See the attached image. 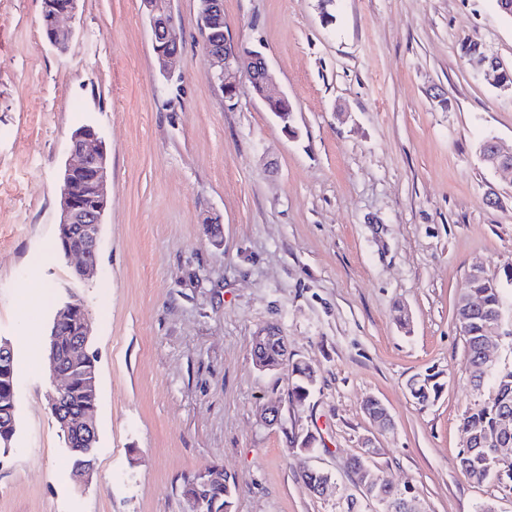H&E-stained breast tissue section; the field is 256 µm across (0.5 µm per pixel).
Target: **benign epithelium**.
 Masks as SVG:
<instances>
[{
	"mask_svg": "<svg viewBox=\"0 0 512 512\" xmlns=\"http://www.w3.org/2000/svg\"><path fill=\"white\" fill-rule=\"evenodd\" d=\"M142 9L147 15L151 33L153 52L160 71L171 75V64L178 52V26L172 8V0H141ZM78 11V0H42V16L45 21L46 41L53 47L63 50L74 36L71 28L63 27L60 22L72 18ZM198 24L204 36L205 49L219 66L214 80L219 84L225 98L235 99L238 92L236 75L244 73L256 95L262 100L268 112L288 129L293 121V107L288 96L275 90V78L265 55L254 49H242L224 38L222 42L214 41L217 33L223 30V0H199ZM471 68L504 92L512 93V84L505 79L509 69L505 68L497 57L485 54L468 60ZM487 151L484 163L502 172L512 171V152L504 151L494 139L485 140ZM71 160L66 165L60 185L59 220L57 222V241L64 257L73 261V276L80 280L87 279L97 266L98 235L106 209V185L109 169L105 149L96 129L84 125L71 135L69 142ZM69 313L81 316L77 331L69 332V349L88 343L91 336L89 313L77 297L70 298ZM280 340L285 351L283 358H288V345L284 337L272 335L253 341V359L256 367L262 371L280 370L283 365H272L265 358L264 350L268 341ZM60 342L52 340V351L48 369L56 388L49 395V408L66 430H70L80 439L94 441L97 438L95 414H77L67 402L73 372L72 357H63ZM266 423L272 425L281 421L282 406L276 399L267 401L262 411ZM512 418H502L495 447L490 449L493 464L498 472L512 470ZM377 452L372 441L364 445L363 456L356 458L355 469L361 484L366 490V497L376 504L377 510L383 512L388 508L389 494L386 478L375 473L366 463V457ZM313 481L309 491L318 495L324 493L330 485L331 476L319 470H311Z\"/></svg>",
	"mask_w": 512,
	"mask_h": 512,
	"instance_id": "obj_1",
	"label": "benign epithelium"
}]
</instances>
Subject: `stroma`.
Segmentation results:
<instances>
[{
    "label": "stroma",
    "instance_id": "stroma-1",
    "mask_svg": "<svg viewBox=\"0 0 512 512\" xmlns=\"http://www.w3.org/2000/svg\"><path fill=\"white\" fill-rule=\"evenodd\" d=\"M172 7L168 78L140 0H80L63 51L44 37L42 0H0V339L17 392L0 512H188L185 476L216 465L237 478L232 512H364L350 462L367 438L371 467L426 512H512V490L461 472L460 422L481 396L454 315L474 265L499 278L512 265V175L478 153L489 137L512 147V95L460 50L475 38L511 66L512 21L495 0H224L225 33L264 52L294 108L292 137L247 79L225 99L198 0ZM82 125L97 130L110 174L86 282L55 244ZM72 294L98 370L81 484L44 361ZM266 324L318 372L304 402L290 401L286 372L254 364ZM433 372L442 394L419 405L408 383ZM370 397L390 429L365 414ZM271 398L278 426L259 416ZM307 434L312 453L292 448ZM307 469L329 473L336 492L311 493Z\"/></svg>",
    "mask_w": 512,
    "mask_h": 512
}]
</instances>
